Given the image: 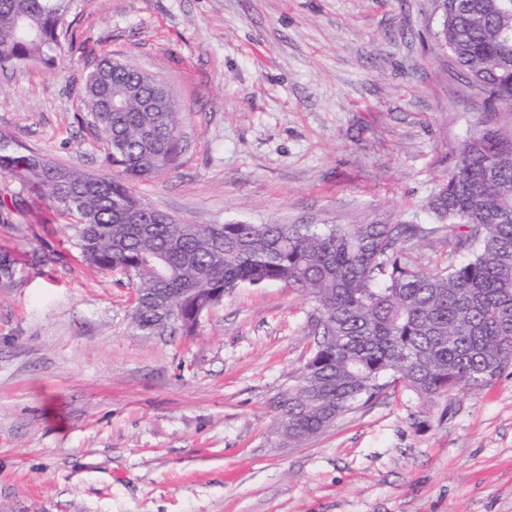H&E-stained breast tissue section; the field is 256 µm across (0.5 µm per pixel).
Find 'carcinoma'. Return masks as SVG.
I'll list each match as a JSON object with an SVG mask.
<instances>
[{"instance_id": "1", "label": "carcinoma", "mask_w": 512, "mask_h": 512, "mask_svg": "<svg viewBox=\"0 0 512 512\" xmlns=\"http://www.w3.org/2000/svg\"><path fill=\"white\" fill-rule=\"evenodd\" d=\"M73 0H0V70L29 60L47 67L63 52ZM437 38L470 84L512 105V0L440 5ZM155 77L105 57L83 98L105 143L111 178L60 166L0 132V179L33 203L68 214L74 246L100 274L139 284L132 313L143 334L167 322L187 335L241 285L284 284L306 292L320 316L312 357L274 400L280 446L319 433L358 401L389 387L434 400L478 388L512 365V129L488 126L459 148L427 209L457 249H473L441 269L417 266L418 224H179L157 212L131 183L167 174L181 153L180 107L146 112L102 99L147 88ZM16 259L0 252V281Z\"/></svg>"}]
</instances>
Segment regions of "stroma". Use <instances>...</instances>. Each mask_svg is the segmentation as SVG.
<instances>
[{
    "label": "stroma",
    "mask_w": 512,
    "mask_h": 512,
    "mask_svg": "<svg viewBox=\"0 0 512 512\" xmlns=\"http://www.w3.org/2000/svg\"><path fill=\"white\" fill-rule=\"evenodd\" d=\"M65 52L0 70V131L113 171L81 95L101 58L158 76L182 153L136 183L178 222L419 224L490 102L435 36L438 0H74ZM70 216L0 212V512H512V367L431 402L396 389L283 447L273 400L319 316L281 284L225 295L192 335H144L135 284L88 268ZM425 269L464 261L447 231Z\"/></svg>",
    "instance_id": "1"
}]
</instances>
